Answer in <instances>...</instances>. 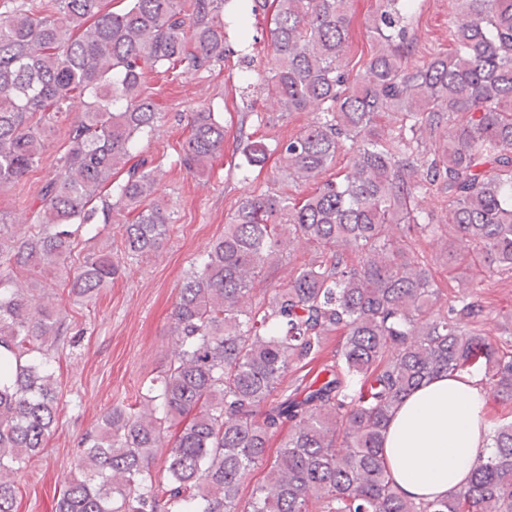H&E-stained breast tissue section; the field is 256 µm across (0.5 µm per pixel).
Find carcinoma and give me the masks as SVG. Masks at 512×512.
<instances>
[{
    "instance_id": "1",
    "label": "carcinoma",
    "mask_w": 512,
    "mask_h": 512,
    "mask_svg": "<svg viewBox=\"0 0 512 512\" xmlns=\"http://www.w3.org/2000/svg\"><path fill=\"white\" fill-rule=\"evenodd\" d=\"M120 2L0 0L1 192L40 160L59 116L81 107L29 222L0 217V512H17L10 475L57 423L51 352L68 333L56 295H32L17 271L37 281L52 268L91 298L121 273L112 237L132 258L159 252L173 205L157 196L153 162H132L136 138L162 119L146 79L224 69L227 0ZM413 2L379 0L375 51L352 79L353 0H248L241 36L270 6L273 28L267 66L246 81L279 112L316 114L277 145L278 171L307 183L338 155L348 161L306 197L242 200L178 289L168 365L82 438L86 476L67 481L52 512H512L509 415L490 423L469 484L445 500L400 497L383 457L394 410L426 380L474 373L512 403V339L485 329L512 312L481 300L484 278H512V0H449L453 48L424 61ZM224 136L213 108L191 112L180 165L209 172ZM243 156L262 166L267 150L249 140ZM426 196L437 202L428 213ZM445 224L441 258L463 284L448 297L422 249ZM80 234L106 247L73 272ZM299 243L316 258L257 296L255 280ZM261 467L265 479L241 497Z\"/></svg>"
}]
</instances>
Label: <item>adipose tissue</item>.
I'll return each mask as SVG.
<instances>
[{
  "label": "adipose tissue",
  "mask_w": 512,
  "mask_h": 512,
  "mask_svg": "<svg viewBox=\"0 0 512 512\" xmlns=\"http://www.w3.org/2000/svg\"><path fill=\"white\" fill-rule=\"evenodd\" d=\"M486 431L475 378L439 376L416 388L396 408L383 442L396 492L420 501L459 490L488 444Z\"/></svg>",
  "instance_id": "adipose-tissue-1"
}]
</instances>
